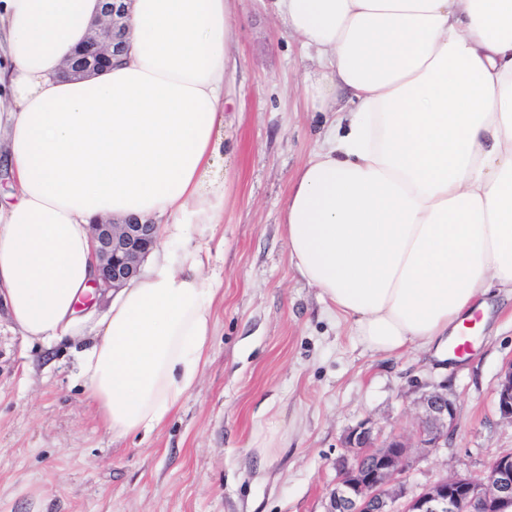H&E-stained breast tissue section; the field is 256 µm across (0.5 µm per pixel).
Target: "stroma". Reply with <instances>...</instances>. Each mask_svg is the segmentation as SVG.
Instances as JSON below:
<instances>
[{
  "instance_id": "stroma-1",
  "label": "stroma",
  "mask_w": 512,
  "mask_h": 512,
  "mask_svg": "<svg viewBox=\"0 0 512 512\" xmlns=\"http://www.w3.org/2000/svg\"><path fill=\"white\" fill-rule=\"evenodd\" d=\"M230 52L236 102L224 124L228 194L220 223L194 233L218 290L208 358L168 422L113 441L77 379L72 346L27 342L0 312V512H326L346 434L410 445V485L479 478L512 452L496 392L512 362V300L451 364L428 351L363 349L288 260L278 215L289 177L326 126L299 91L303 62L271 0H239ZM445 388L447 447L420 448L423 393ZM279 420L273 447L252 442Z\"/></svg>"
}]
</instances>
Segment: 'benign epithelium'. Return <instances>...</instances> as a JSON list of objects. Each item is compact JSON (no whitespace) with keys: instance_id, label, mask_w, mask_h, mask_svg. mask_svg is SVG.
Returning a JSON list of instances; mask_svg holds the SVG:
<instances>
[{"instance_id":"7a95c632","label":"benign epithelium","mask_w":512,"mask_h":512,"mask_svg":"<svg viewBox=\"0 0 512 512\" xmlns=\"http://www.w3.org/2000/svg\"><path fill=\"white\" fill-rule=\"evenodd\" d=\"M126 0H101L100 18L85 46L67 61L66 72L84 76L101 72L124 52ZM97 260L95 286L106 293L124 287L140 271L157 244L156 225L135 218L91 225ZM417 430L422 447H442L454 421L447 394L433 390L420 398ZM500 415L512 419V364L497 389ZM348 459L331 486L326 512H512V453L494 460L485 477L451 476L420 490L408 488V446L398 438L375 444L372 428L363 422L345 437Z\"/></svg>"}]
</instances>
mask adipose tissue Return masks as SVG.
I'll list each match as a JSON object with an SVG mask.
<instances>
[{
  "instance_id": "1",
  "label": "adipose tissue",
  "mask_w": 512,
  "mask_h": 512,
  "mask_svg": "<svg viewBox=\"0 0 512 512\" xmlns=\"http://www.w3.org/2000/svg\"><path fill=\"white\" fill-rule=\"evenodd\" d=\"M317 66L331 135L281 210L290 262L367 350L452 360L490 289L512 295V0H274ZM236 0H130L127 51L66 78L100 0H0V119L18 186L0 203V304L31 342L78 340V379L116 439L162 427L213 328L203 246L83 323L90 227L131 216L178 241L218 223Z\"/></svg>"
}]
</instances>
